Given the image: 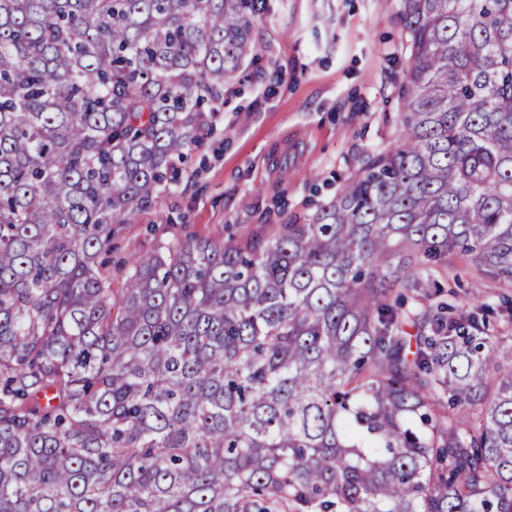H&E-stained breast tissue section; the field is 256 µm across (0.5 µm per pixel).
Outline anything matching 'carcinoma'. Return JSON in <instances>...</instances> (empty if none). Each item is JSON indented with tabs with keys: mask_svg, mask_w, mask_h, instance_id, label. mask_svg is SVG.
<instances>
[{
	"mask_svg": "<svg viewBox=\"0 0 512 512\" xmlns=\"http://www.w3.org/2000/svg\"><path fill=\"white\" fill-rule=\"evenodd\" d=\"M257 0H0V512H512V0H400L395 143L306 224L100 256ZM473 284H477L479 288L485 290L484 302L497 307L502 301L503 297L511 299L512 288L510 285L502 286L490 279H485L482 282L476 281L468 267V265L455 255L448 257V304L456 308L461 306L465 297L468 296L470 288Z\"/></svg>",
	"mask_w": 512,
	"mask_h": 512,
	"instance_id": "obj_1",
	"label": "carcinoma"
}]
</instances>
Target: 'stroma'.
I'll return each instance as SVG.
<instances>
[{
    "label": "stroma",
    "mask_w": 512,
    "mask_h": 512,
    "mask_svg": "<svg viewBox=\"0 0 512 512\" xmlns=\"http://www.w3.org/2000/svg\"><path fill=\"white\" fill-rule=\"evenodd\" d=\"M256 58L224 87L178 183L112 239V288L174 240L265 238L304 224L393 143L410 51L399 0H259Z\"/></svg>",
    "instance_id": "stroma-1"
}]
</instances>
